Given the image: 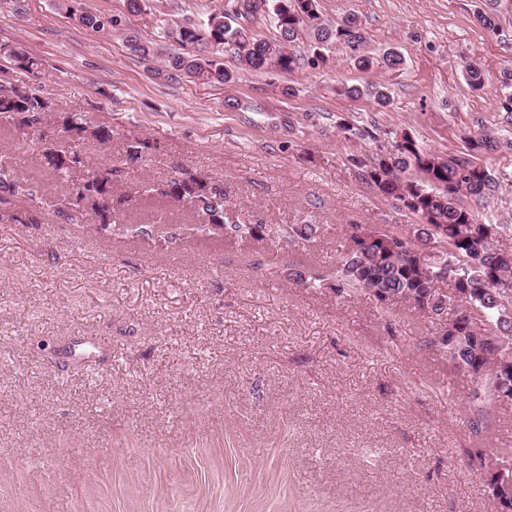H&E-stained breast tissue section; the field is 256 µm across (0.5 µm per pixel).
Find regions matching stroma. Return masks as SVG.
I'll return each instance as SVG.
<instances>
[{
	"instance_id": "35a3bbf8",
	"label": "stroma",
	"mask_w": 512,
	"mask_h": 512,
	"mask_svg": "<svg viewBox=\"0 0 512 512\" xmlns=\"http://www.w3.org/2000/svg\"><path fill=\"white\" fill-rule=\"evenodd\" d=\"M225 0H82L117 20L95 32L54 0L0 4V44L36 57L0 72L58 108L108 126L92 162L124 163L118 192L132 222L186 206L140 195L186 170L224 183L229 212L266 224H323L328 236L281 246L198 235L162 240L93 232L47 210L20 224L0 210V512H496L469 449L512 443V405L491 433L468 427L474 385L430 345L440 326L404 306L382 311L365 290L339 295L271 277L268 260L331 265L351 224L412 235L418 219L352 163L377 150L340 119L409 132L441 156L468 134L503 131L512 69V0H318L330 23L353 15L358 47L283 73L237 70L229 85L155 77L125 42L162 53L171 30ZM495 8L497 30L474 22ZM398 68H357L386 50ZM488 80L472 91L464 64ZM387 89L380 106L367 89ZM359 86L363 95H343ZM240 106L228 109L227 98ZM54 117L26 135L0 119V162L31 176ZM150 149L125 164L128 143ZM500 183L472 203L512 224V149L480 158Z\"/></svg>"
}]
</instances>
